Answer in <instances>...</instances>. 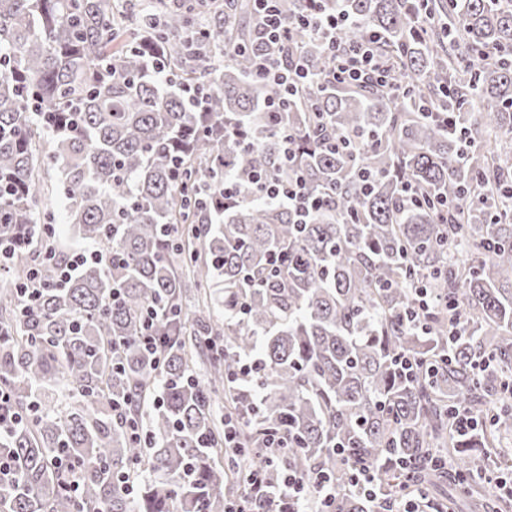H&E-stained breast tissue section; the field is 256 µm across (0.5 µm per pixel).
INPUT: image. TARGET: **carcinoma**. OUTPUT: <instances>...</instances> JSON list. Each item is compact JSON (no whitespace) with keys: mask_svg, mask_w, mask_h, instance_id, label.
Returning a JSON list of instances; mask_svg holds the SVG:
<instances>
[{"mask_svg":"<svg viewBox=\"0 0 512 512\" xmlns=\"http://www.w3.org/2000/svg\"><path fill=\"white\" fill-rule=\"evenodd\" d=\"M279 6L309 79L275 123L250 0H0V387L21 417L0 426V512H226L236 485L249 512H298L289 470L323 475L326 512H381L414 482L499 512L459 475L507 462L512 431V404L488 398L512 378V0H322L354 21L340 40L381 36L397 98L325 81V45L297 22L308 0ZM195 82L205 112L182 93ZM53 173L74 238L103 255L60 286L68 257L34 246L56 245ZM259 173L299 175L313 217L251 192ZM226 176L245 194L224 199ZM31 270L44 286L27 299ZM416 282L453 298L460 334L441 305L426 333L402 320ZM455 407L492 424L457 436ZM359 467L379 500L350 487Z\"/></svg>","mask_w":512,"mask_h":512,"instance_id":"1","label":"carcinoma"}]
</instances>
